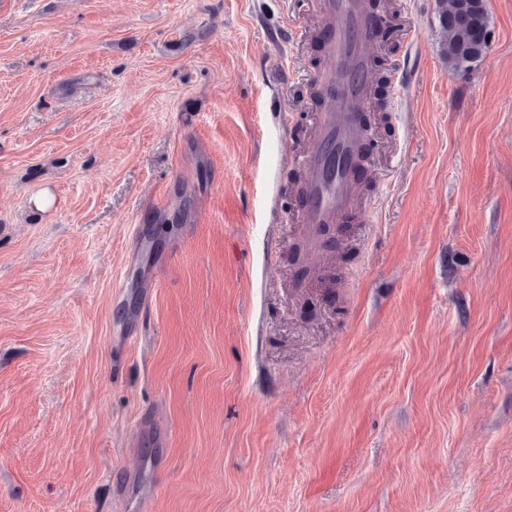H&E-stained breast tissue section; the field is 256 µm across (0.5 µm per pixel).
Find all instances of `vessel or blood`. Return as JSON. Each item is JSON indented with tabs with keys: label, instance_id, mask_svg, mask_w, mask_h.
<instances>
[{
	"label": "vessel or blood",
	"instance_id": "b4317fda",
	"mask_svg": "<svg viewBox=\"0 0 512 512\" xmlns=\"http://www.w3.org/2000/svg\"><path fill=\"white\" fill-rule=\"evenodd\" d=\"M313 25L323 32L332 61L320 76L328 96L317 114L313 146L296 153L294 161L305 173L296 222L316 253L326 246L325 228L351 218L353 169L365 142L359 114L376 80L366 48L374 40L378 20L367 0H317L315 20L293 16L287 28L301 35Z\"/></svg>",
	"mask_w": 512,
	"mask_h": 512
}]
</instances>
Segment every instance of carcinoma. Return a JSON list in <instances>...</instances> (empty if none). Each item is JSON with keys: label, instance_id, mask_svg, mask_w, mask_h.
<instances>
[{"label": "carcinoma", "instance_id": "1", "mask_svg": "<svg viewBox=\"0 0 512 512\" xmlns=\"http://www.w3.org/2000/svg\"><path fill=\"white\" fill-rule=\"evenodd\" d=\"M442 55L453 73L465 76L486 55L488 15L484 0H438Z\"/></svg>", "mask_w": 512, "mask_h": 512}]
</instances>
